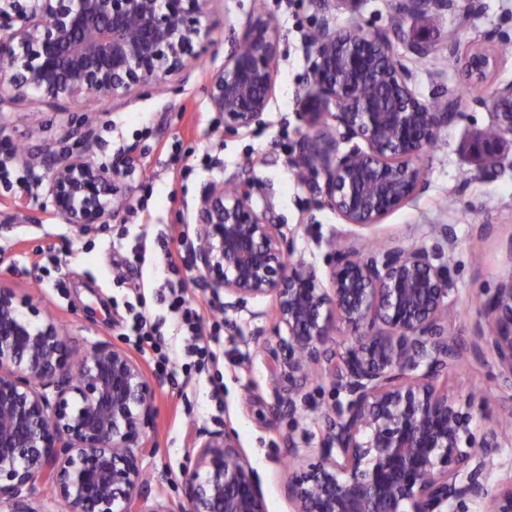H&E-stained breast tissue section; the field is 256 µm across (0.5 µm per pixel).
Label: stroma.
Masks as SVG:
<instances>
[{
    "label": "stroma",
    "instance_id": "35a3bbf8",
    "mask_svg": "<svg viewBox=\"0 0 512 512\" xmlns=\"http://www.w3.org/2000/svg\"><path fill=\"white\" fill-rule=\"evenodd\" d=\"M210 8L218 25L187 83L147 87L111 107L88 96L62 108L47 101H22L0 115L7 126L0 145L47 147L65 154L75 148L72 128L87 123L101 143L95 161L127 160L123 181L130 197L115 220L84 234L51 218L43 189H0V282L34 295L77 346L98 340L125 344L127 304L139 295L146 310L165 317L167 342L181 345L176 320L166 318V308L157 300L156 282L141 281L139 268L122 263L112 243L123 232L144 231L149 257L160 252L158 233H166L170 246H178L202 187L243 166L251 169L256 207L268 209L293 231L294 260L313 265L320 275L328 273L343 222L304 187L294 162L304 131L296 116L298 93L315 60L310 38L321 15L319 2L212 0ZM257 14L269 18L280 35L275 88L263 125L236 134L225 131L209 104L208 72L223 64L233 36ZM332 26L339 32L387 33L396 61L408 69L411 88L423 101L464 86L457 65L442 58L471 44L498 56L483 82L485 93L512 82V51L501 52L503 46L512 48V0H446L443 6L423 10L407 0H336ZM459 112L418 161L427 181L425 192L355 234L361 249L371 243L434 249L443 243L441 227H449L455 245L445 259L459 292L452 320L467 338L483 326L480 310L512 273V139L501 144L507 171L492 180L480 178L472 145L490 124L491 108L465 96ZM176 147L182 159L174 165L169 154ZM52 255L59 257V265L44 273ZM180 270L186 296L203 307V339L215 357L198 373H186L182 364H175L158 384L153 437L159 451L143 465L148 475L163 472L168 480L152 485L151 494L181 498L196 432L228 424L260 477L268 512H292L282 485L289 467L300 466L302 460L290 457L288 447L320 448L323 414L335 390L328 378H315L305 389L306 407L298 422L275 416L270 410L273 361L265 350L273 340L270 298L252 301L240 313L227 312L196 281L190 262L181 263ZM138 281L143 288L136 295L131 287ZM448 386L470 403L477 428L512 422V385L500 377L492 359L466 355L449 375ZM216 388L222 391L217 399L211 396Z\"/></svg>",
    "mask_w": 512,
    "mask_h": 512
}]
</instances>
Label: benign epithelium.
Masks as SVG:
<instances>
[{
	"label": "benign epithelium",
	"instance_id": "7a95c632",
	"mask_svg": "<svg viewBox=\"0 0 512 512\" xmlns=\"http://www.w3.org/2000/svg\"><path fill=\"white\" fill-rule=\"evenodd\" d=\"M212 0H10L20 25L0 33V108L35 93L56 104L93 93L121 101L143 87L189 77L195 45L209 41ZM325 12L312 44L316 61L299 98L305 128L296 161L304 186L346 225L368 227L426 187L413 163L454 123L425 108L387 36L336 32ZM280 37L253 15L210 72L208 99L224 129L263 123L274 91ZM462 56L481 78L497 59ZM497 137L478 141L480 170L502 172L499 142L512 135V83L490 96ZM78 152L18 150L0 164L22 165L45 185L52 214L86 231L115 216L126 192L117 161L94 160L91 126ZM192 270L226 312L274 301L273 414L297 421L316 370L344 399L324 413L322 447L288 473L294 512H512V478L489 483L503 448L497 428L473 429L468 403L437 386L468 353L489 356L512 383V275L480 312L467 342L448 324L458 289L444 249H358L340 234L323 283L316 269L290 263L294 232L257 208L248 170L202 188L190 216ZM348 344L332 340L336 323ZM157 383L129 350L109 341L79 348L38 302L0 285V507L49 512L31 487L50 484L67 512H268L260 478L229 428L199 430L182 499L148 505L143 460L158 448L148 431Z\"/></svg>",
	"mask_w": 512,
	"mask_h": 512
}]
</instances>
